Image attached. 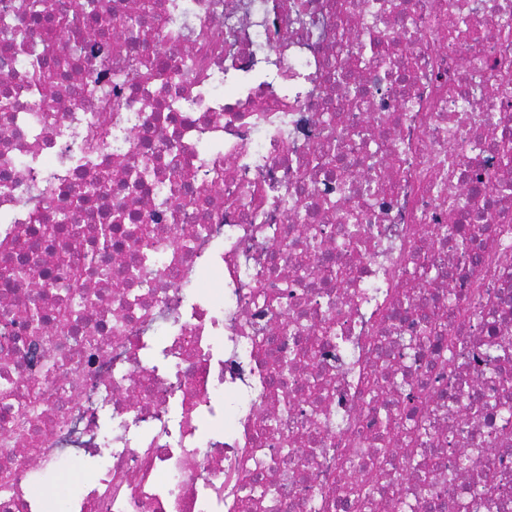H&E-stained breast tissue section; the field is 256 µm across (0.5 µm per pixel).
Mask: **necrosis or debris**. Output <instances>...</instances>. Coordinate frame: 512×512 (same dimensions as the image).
<instances>
[{
	"label": "necrosis or debris",
	"mask_w": 512,
	"mask_h": 512,
	"mask_svg": "<svg viewBox=\"0 0 512 512\" xmlns=\"http://www.w3.org/2000/svg\"><path fill=\"white\" fill-rule=\"evenodd\" d=\"M364 2L152 0L145 17L107 0L101 26L49 0L39 26L0 0L68 61L46 84L0 41V385L19 396L0 399V512H52L31 482L63 464L85 476L66 512H343L378 412L423 378L360 512H418L426 481L436 512H512V386L486 353L512 340V195L494 189L512 167L475 178L512 127V0ZM459 17L484 36L451 38ZM362 26L389 60L333 81ZM165 51L193 69L147 75ZM145 155L155 188L129 192ZM475 195L491 203L477 265L446 231ZM147 249L157 262L128 273ZM69 277L78 310L48 286ZM327 326L343 345L302 358Z\"/></svg>",
	"instance_id": "obj_1"
}]
</instances>
